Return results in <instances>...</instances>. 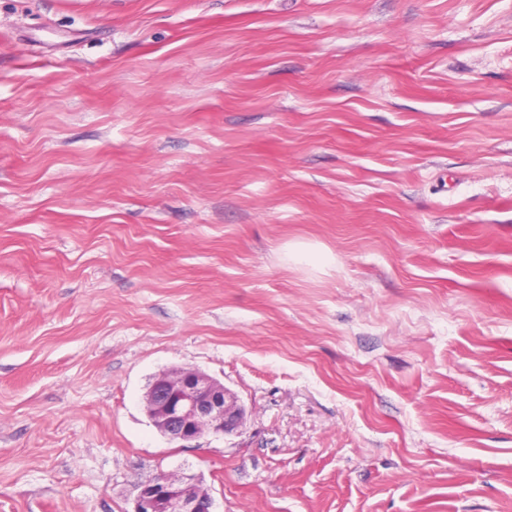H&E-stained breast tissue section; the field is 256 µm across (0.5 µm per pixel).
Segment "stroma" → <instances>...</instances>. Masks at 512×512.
<instances>
[{"instance_id": "obj_1", "label": "stroma", "mask_w": 512, "mask_h": 512, "mask_svg": "<svg viewBox=\"0 0 512 512\" xmlns=\"http://www.w3.org/2000/svg\"><path fill=\"white\" fill-rule=\"evenodd\" d=\"M246 409L187 447L160 371ZM512 512V0H0V512ZM214 499L196 474L161 473L142 483L133 512H215Z\"/></svg>"}]
</instances>
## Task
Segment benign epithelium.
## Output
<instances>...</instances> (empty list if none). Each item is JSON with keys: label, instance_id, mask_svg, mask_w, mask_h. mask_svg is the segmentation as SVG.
<instances>
[{"label": "benign epithelium", "instance_id": "1", "mask_svg": "<svg viewBox=\"0 0 512 512\" xmlns=\"http://www.w3.org/2000/svg\"><path fill=\"white\" fill-rule=\"evenodd\" d=\"M144 405L152 424L172 442L209 433L224 436L245 415L244 406L224 383L196 368L156 374ZM133 512H214V499L195 474L161 473L138 487Z\"/></svg>", "mask_w": 512, "mask_h": 512}]
</instances>
